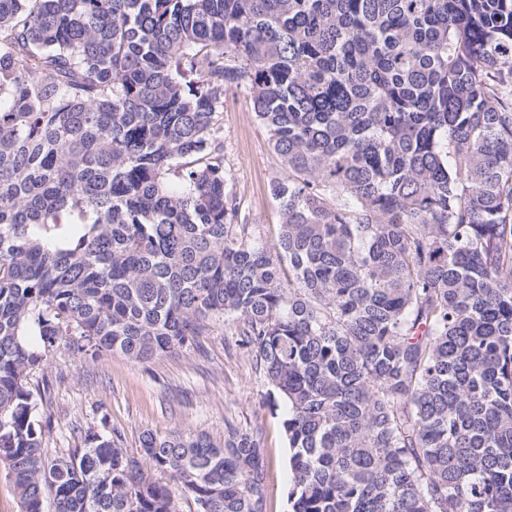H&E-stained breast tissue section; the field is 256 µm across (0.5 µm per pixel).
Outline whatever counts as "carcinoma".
I'll return each mask as SVG.
<instances>
[{
	"mask_svg": "<svg viewBox=\"0 0 512 512\" xmlns=\"http://www.w3.org/2000/svg\"><path fill=\"white\" fill-rule=\"evenodd\" d=\"M232 85L286 169L272 248L224 173ZM221 321L287 408L289 512H512V0H0L21 512H268L230 424L42 452L60 347L140 362Z\"/></svg>",
	"mask_w": 512,
	"mask_h": 512,
	"instance_id": "cac0c4a2",
	"label": "carcinoma"
}]
</instances>
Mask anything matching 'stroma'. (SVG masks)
Segmentation results:
<instances>
[{
  "instance_id": "35a3bbf8",
  "label": "stroma",
  "mask_w": 512,
  "mask_h": 512,
  "mask_svg": "<svg viewBox=\"0 0 512 512\" xmlns=\"http://www.w3.org/2000/svg\"><path fill=\"white\" fill-rule=\"evenodd\" d=\"M222 127L224 168L240 215L255 237L274 245L281 211L271 185L286 171L245 89L225 92ZM236 340L233 326L218 324L196 348L148 362L117 354L86 361L64 350L48 356L31 378L43 388L41 416L50 425L44 453L53 457L82 447L85 431L104 423L120 431L133 452L145 431L160 436L187 429L219 432L229 421L259 433L268 512H288L284 409L270 402L262 372Z\"/></svg>"
}]
</instances>
